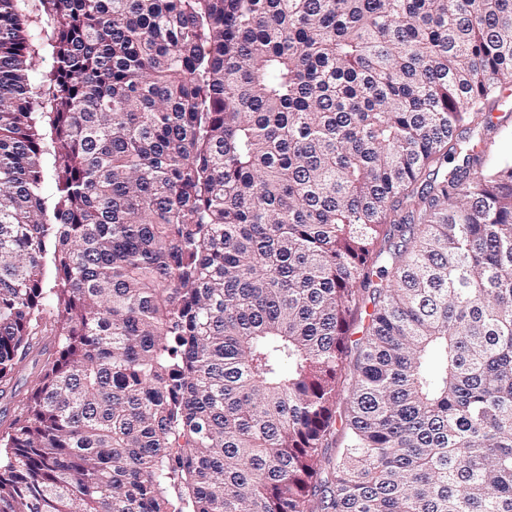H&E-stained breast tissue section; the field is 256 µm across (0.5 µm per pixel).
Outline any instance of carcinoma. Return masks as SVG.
<instances>
[{
    "mask_svg": "<svg viewBox=\"0 0 512 512\" xmlns=\"http://www.w3.org/2000/svg\"><path fill=\"white\" fill-rule=\"evenodd\" d=\"M509 77L512 0H0V512H512ZM506 84L510 87L502 88L497 106L492 112L494 127L488 130L480 128L492 164L512 160V83L509 80ZM35 358L36 356L31 355L26 359L18 372L15 373L9 386L5 388L4 397L1 398L0 396V433L9 426L15 415L18 414V405L27 396L29 381L41 365V360L38 365H35Z\"/></svg>",
    "mask_w": 512,
    "mask_h": 512,
    "instance_id": "cac0c4a2",
    "label": "carcinoma"
}]
</instances>
